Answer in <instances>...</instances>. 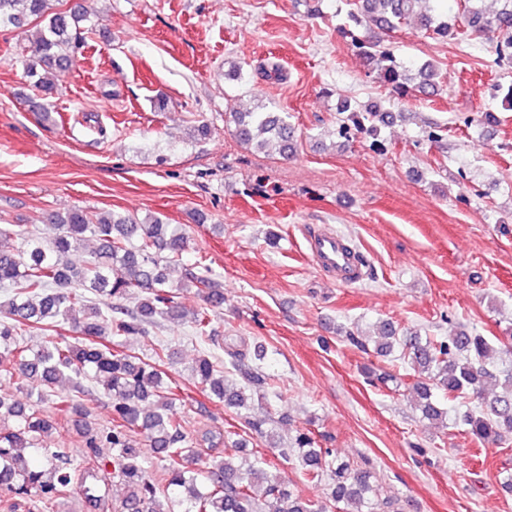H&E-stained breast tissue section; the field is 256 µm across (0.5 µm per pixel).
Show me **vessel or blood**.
Masks as SVG:
<instances>
[{
    "label": "vessel or blood",
    "instance_id": "b4317fda",
    "mask_svg": "<svg viewBox=\"0 0 512 512\" xmlns=\"http://www.w3.org/2000/svg\"><path fill=\"white\" fill-rule=\"evenodd\" d=\"M312 263L339 284L351 286L367 276V263L341 235L330 229L313 230L306 236Z\"/></svg>",
    "mask_w": 512,
    "mask_h": 512
}]
</instances>
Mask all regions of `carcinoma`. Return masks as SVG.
<instances>
[{
  "mask_svg": "<svg viewBox=\"0 0 512 512\" xmlns=\"http://www.w3.org/2000/svg\"><path fill=\"white\" fill-rule=\"evenodd\" d=\"M55 0H0V28L30 29L34 33L36 61L27 65L30 78L45 98L54 87L40 77L37 67L68 65L83 36L80 23L90 21L82 8L64 10ZM483 0H458V18L448 22L422 8L421 0H361V11L348 15L350 24L339 33L350 38L389 92L397 98L412 90L436 95L441 73L433 64L418 70L397 61L357 27L374 23L384 32L412 21L436 38L460 42L498 35L495 53L512 49V0L496 11L480 6ZM346 114L339 134L373 138L372 147L385 149L378 140L384 113L375 106L361 109L344 98L337 104ZM237 141L267 154L288 155L295 127L288 113L274 112L259 101L252 110L227 112ZM57 233L45 240L29 224H0V242L16 240L18 247L0 245V380L26 391L29 403L0 398V493L13 512H57L60 497L73 493L85 512H106L108 498L102 482L110 473L126 488L119 512H322L254 462L229 453L231 432L213 427L193 435L177 411L178 394L164 378L162 367L178 358L179 351L159 342L146 357L121 349L122 340L151 336L160 319H181L205 345L192 367V378L209 397L240 412L247 428L267 441V447L298 461L307 480L327 482L332 501L342 512H387L391 503L378 498L377 477L370 468H356L330 448L318 447L310 431L298 433L286 445L267 428L269 418L252 415L254 398H267L270 377L251 359L265 358L264 348L253 353L227 348L221 360L211 351L215 336L214 314L224 305V282L202 260L181 263L188 246L183 224H166L152 215L138 217L97 213L73 208L50 217ZM96 247L80 264L70 259L85 241ZM195 289L204 305L187 312L178 302L179 291ZM47 332L40 348L24 344L31 331ZM512 351V325L493 340L461 329L448 338L406 333L394 322L377 325L373 353L394 355L415 373L412 386L416 410L432 422H446L448 412L440 399H475L461 421L476 438L492 445L512 440V367L502 368V354ZM239 383H228L229 374ZM90 382L102 387L110 401L109 425L90 421L85 402ZM61 394L58 415L44 405ZM74 417L90 466L79 470L65 448L49 447L58 419ZM143 437V442L135 436ZM222 448L203 470L175 467L179 459L195 455L196 448ZM112 449L100 456L98 449ZM165 470V489L157 472L145 466L146 454Z\"/></svg>",
  "mask_w": 512,
  "mask_h": 512,
  "instance_id": "1",
  "label": "carcinoma"
}]
</instances>
